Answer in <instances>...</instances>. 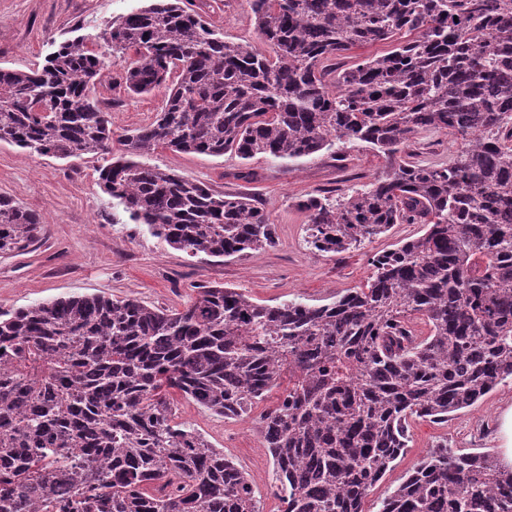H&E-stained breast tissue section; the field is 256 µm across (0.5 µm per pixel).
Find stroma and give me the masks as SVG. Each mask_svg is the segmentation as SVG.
Here are the masks:
<instances>
[{
	"label": "stroma",
	"instance_id": "35a3bbf8",
	"mask_svg": "<svg viewBox=\"0 0 512 512\" xmlns=\"http://www.w3.org/2000/svg\"><path fill=\"white\" fill-rule=\"evenodd\" d=\"M147 0H0V68L26 71L43 64L58 45L75 36L98 33L112 19L145 6ZM225 39L261 47L251 22L248 0H183ZM124 58L95 87L101 111L115 132L151 123L160 112L164 90L128 93ZM456 148L446 132L421 131L408 143L415 159L444 165ZM147 163L203 181L223 193L251 196L276 226L272 247L232 259L201 260L154 237L141 224L112 221V202L97 184L101 157L61 160L0 143V195L40 214L44 238L33 251L0 258V311L49 302L68 295L98 294L135 298L149 305L181 309L200 284L244 292L253 301L275 305L297 298L325 304L336 294L364 284L372 254L401 240L420 236L419 224H397L373 242L337 254H320L305 242L307 217L300 201L323 190L358 188L381 174L385 161L377 152L355 145L337 159L323 153L286 164L264 155L248 161L232 154L211 157L160 150ZM252 179H239V172ZM512 402V381L497 386L476 405L450 417L447 424L413 422L410 442L369 496L365 508L398 485L426 451L440 440L466 452L495 451L493 433L500 408ZM180 421L191 424L256 480L261 512H281L269 490L273 461L256 417L224 419L190 400L177 401Z\"/></svg>",
	"mask_w": 512,
	"mask_h": 512
}]
</instances>
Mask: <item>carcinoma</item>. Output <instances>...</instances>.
I'll list each match as a JSON object with an SVG mask.
<instances>
[{
    "mask_svg": "<svg viewBox=\"0 0 512 512\" xmlns=\"http://www.w3.org/2000/svg\"><path fill=\"white\" fill-rule=\"evenodd\" d=\"M273 55L224 39L180 0L0 69V142L65 159L109 155L98 183L191 257L275 242L264 208L141 158L158 149L296 161L361 143L374 181L310 196L306 242L356 248L394 224L424 233L370 258L366 284L321 305H262L221 285L185 309L100 295L0 312V512H260L253 478L176 420L178 393L258 417L282 512H366L410 421L448 422L512 379V0H249ZM394 49L345 69L354 46ZM133 52L130 92L167 87L151 124L115 135L92 88ZM446 131V165L405 154ZM121 145L112 153V141ZM39 215L0 196V256ZM377 512H512V471L441 443Z\"/></svg>",
    "mask_w": 512,
    "mask_h": 512,
    "instance_id": "obj_1",
    "label": "carcinoma"
}]
</instances>
